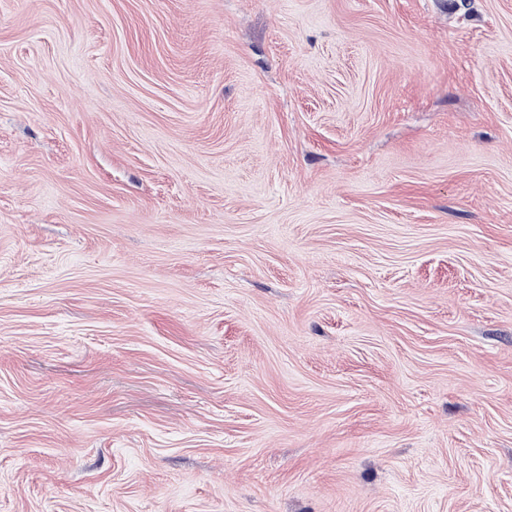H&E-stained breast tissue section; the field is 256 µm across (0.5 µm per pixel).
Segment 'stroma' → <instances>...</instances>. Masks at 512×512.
Wrapping results in <instances>:
<instances>
[{
  "mask_svg": "<svg viewBox=\"0 0 512 512\" xmlns=\"http://www.w3.org/2000/svg\"><path fill=\"white\" fill-rule=\"evenodd\" d=\"M0 512H512V0H0Z\"/></svg>",
  "mask_w": 512,
  "mask_h": 512,
  "instance_id": "1",
  "label": "stroma"
}]
</instances>
